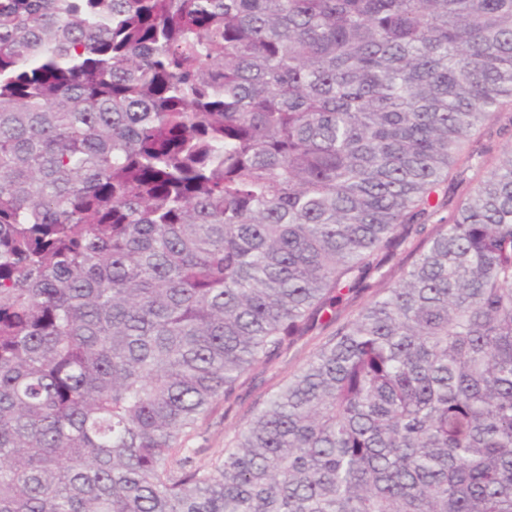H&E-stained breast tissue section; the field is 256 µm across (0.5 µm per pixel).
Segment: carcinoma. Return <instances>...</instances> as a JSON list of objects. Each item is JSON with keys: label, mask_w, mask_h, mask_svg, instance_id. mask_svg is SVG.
Listing matches in <instances>:
<instances>
[{"label": "carcinoma", "mask_w": 512, "mask_h": 512, "mask_svg": "<svg viewBox=\"0 0 512 512\" xmlns=\"http://www.w3.org/2000/svg\"><path fill=\"white\" fill-rule=\"evenodd\" d=\"M507 103L512 0H0V512H512ZM510 119H512V109L507 105L500 114L486 121L472 135L468 142V151L483 154L489 162L496 161L507 144L510 142L512 144V122L510 127ZM418 239L419 238L411 236L404 244H402V246L392 252L390 258L385 262V266L382 269V272L388 274L387 282L393 283L397 280L401 266L409 262L408 253L417 243ZM367 284L369 285L367 288L358 289L349 293L344 292L345 295L337 306V312L339 313L341 321L370 301L375 292L385 283L380 282L376 274L367 280ZM334 329H315L308 333L287 354L270 363H259L245 374L229 402L224 399L214 407L196 435L186 442V448H208L193 456L196 465L209 464L215 451L224 448L234 429L244 424L260 408L266 397L304 363L314 350ZM230 406V407H229Z\"/></svg>", "instance_id": "carcinoma-1"}]
</instances>
